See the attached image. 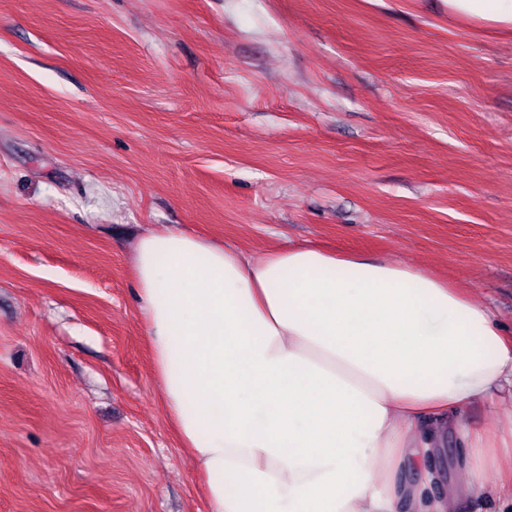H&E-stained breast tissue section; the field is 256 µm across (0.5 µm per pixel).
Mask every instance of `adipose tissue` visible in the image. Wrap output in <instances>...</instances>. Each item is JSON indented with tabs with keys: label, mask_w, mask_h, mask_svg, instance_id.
I'll return each mask as SVG.
<instances>
[{
	"label": "adipose tissue",
	"mask_w": 512,
	"mask_h": 512,
	"mask_svg": "<svg viewBox=\"0 0 512 512\" xmlns=\"http://www.w3.org/2000/svg\"><path fill=\"white\" fill-rule=\"evenodd\" d=\"M449 23L512 34V0H446ZM134 293L152 366L209 512H453L430 464L449 432L512 491V336L479 299L406 262L235 244L164 227L139 238Z\"/></svg>",
	"instance_id": "obj_1"
}]
</instances>
